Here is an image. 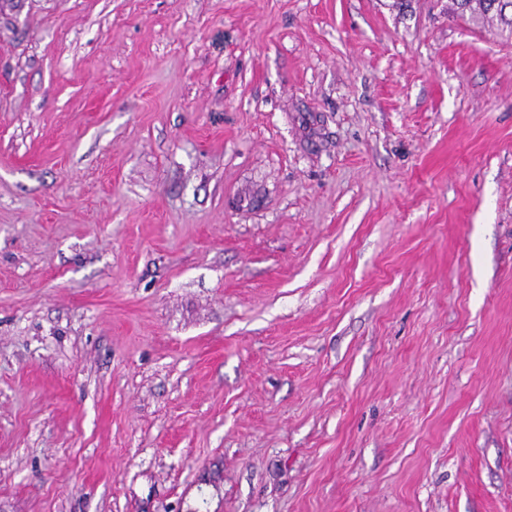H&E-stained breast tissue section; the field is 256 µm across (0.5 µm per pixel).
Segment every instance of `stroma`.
Returning <instances> with one entry per match:
<instances>
[{"label": "stroma", "instance_id": "1", "mask_svg": "<svg viewBox=\"0 0 512 512\" xmlns=\"http://www.w3.org/2000/svg\"><path fill=\"white\" fill-rule=\"evenodd\" d=\"M450 0H0V512H512V41Z\"/></svg>", "mask_w": 512, "mask_h": 512}]
</instances>
